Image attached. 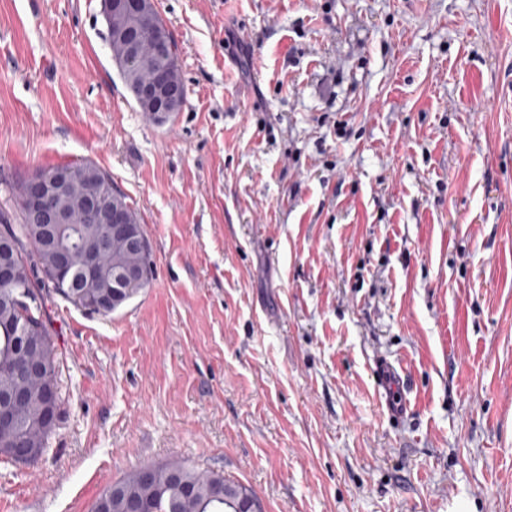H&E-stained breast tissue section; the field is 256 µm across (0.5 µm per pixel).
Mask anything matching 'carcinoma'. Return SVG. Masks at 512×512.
<instances>
[{"label":"carcinoma","instance_id":"carcinoma-1","mask_svg":"<svg viewBox=\"0 0 512 512\" xmlns=\"http://www.w3.org/2000/svg\"><path fill=\"white\" fill-rule=\"evenodd\" d=\"M159 18L155 4L145 10V16L119 13L105 20L112 61L118 74L132 97L139 94L140 83L152 78L157 70L153 60L151 28L153 19ZM135 35L139 39L144 63L137 67L129 65L128 43L122 33ZM165 82L176 88L180 97L173 111H181L186 90L178 60L174 59L164 72ZM71 172L69 191L60 196L58 204L71 212L73 223L64 231V240L81 239L85 245L100 251V276L93 288H87L82 280V251L72 256V276L59 277L54 255L42 247L29 223V214L23 195V184L10 188L19 215L17 224H0V235L13 238L22 271L13 284H0V389H4L20 378L28 392V404L22 413L20 434L35 441L40 448L47 447L52 431L38 425V416L43 406V391L47 384L59 385V362L46 324L44 299L36 288V281L51 282L57 292L75 306L92 314L106 316L112 310L101 305L100 298L112 293V278L124 270H143V279L128 293L122 295L125 303L145 288L152 278L153 258L151 248L132 249L125 242L111 237L109 225L100 221L87 224L84 220V198L86 193L105 185L112 206L123 208L128 213L129 223L135 231L146 236L134 208L126 196L112 185V178L92 163L60 165L48 169L50 173ZM39 359L43 364L42 374L34 377L24 371L23 363ZM156 478L151 483L142 480L141 470H134L106 487L99 495L90 512H127L131 499L147 507L160 506L162 512H240L247 504H256L257 497L251 489L240 483L230 482L224 475L214 471L200 470L180 462L153 466ZM224 487V497L214 496L213 489Z\"/></svg>","mask_w":512,"mask_h":512}]
</instances>
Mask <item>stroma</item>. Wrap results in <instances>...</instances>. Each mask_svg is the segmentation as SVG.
Instances as JSON below:
<instances>
[{"label": "stroma", "instance_id": "1", "mask_svg": "<svg viewBox=\"0 0 512 512\" xmlns=\"http://www.w3.org/2000/svg\"><path fill=\"white\" fill-rule=\"evenodd\" d=\"M155 6L186 88L161 124L101 0H0V211L89 162L154 261L107 316L39 284L64 403L43 455L0 456V504L89 512L180 460L266 512H512V0Z\"/></svg>", "mask_w": 512, "mask_h": 512}]
</instances>
